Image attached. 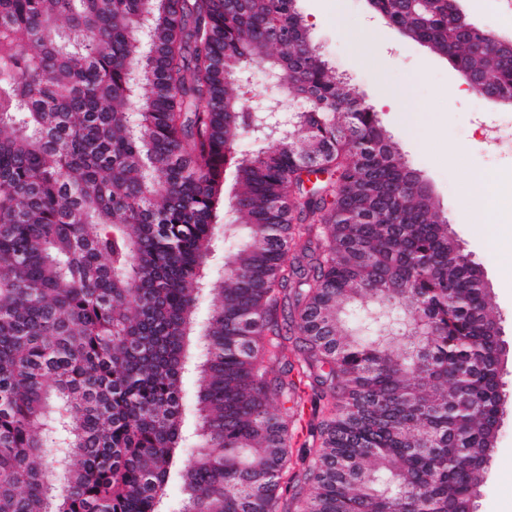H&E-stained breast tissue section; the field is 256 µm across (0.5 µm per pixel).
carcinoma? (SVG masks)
I'll list each match as a JSON object with an SVG mask.
<instances>
[{
	"instance_id": "1",
	"label": "carcinoma",
	"mask_w": 512,
	"mask_h": 512,
	"mask_svg": "<svg viewBox=\"0 0 512 512\" xmlns=\"http://www.w3.org/2000/svg\"><path fill=\"white\" fill-rule=\"evenodd\" d=\"M295 2L0 0V512H475L499 316ZM370 2L512 95L448 0Z\"/></svg>"
}]
</instances>
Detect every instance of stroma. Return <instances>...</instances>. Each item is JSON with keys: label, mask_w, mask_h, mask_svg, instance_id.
Instances as JSON below:
<instances>
[{"label": "stroma", "mask_w": 512, "mask_h": 512, "mask_svg": "<svg viewBox=\"0 0 512 512\" xmlns=\"http://www.w3.org/2000/svg\"><path fill=\"white\" fill-rule=\"evenodd\" d=\"M312 42L377 112L391 143L420 172L457 237L479 264L501 319L507 389L496 448L476 512H512V211L485 216L481 235L460 217L472 175L512 171V146L489 147L483 131L512 129V105L467 91L461 74L381 21L366 0H297Z\"/></svg>", "instance_id": "obj_1"}]
</instances>
